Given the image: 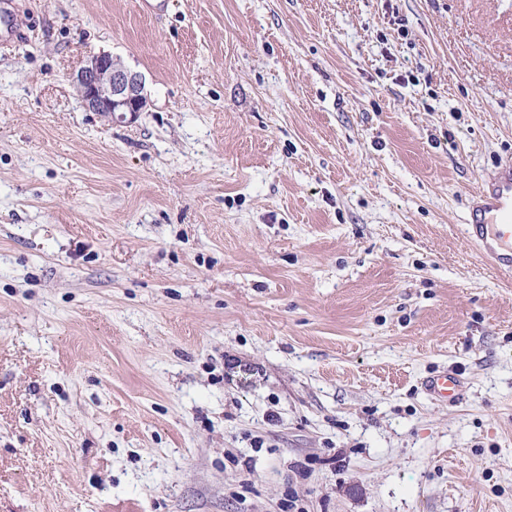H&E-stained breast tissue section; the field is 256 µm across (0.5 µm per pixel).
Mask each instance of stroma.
<instances>
[{"mask_svg": "<svg viewBox=\"0 0 512 512\" xmlns=\"http://www.w3.org/2000/svg\"><path fill=\"white\" fill-rule=\"evenodd\" d=\"M16 3L0 512H512V272L464 231L512 0ZM102 52L134 119L76 92ZM76 88L86 107L93 112L136 117L147 103L145 81L109 53L94 56L76 75ZM427 392L443 402L455 400L462 388V382L456 375H449L448 372L435 375L428 379L425 384Z\"/></svg>", "mask_w": 512, "mask_h": 512, "instance_id": "stroma-1", "label": "stroma"}]
</instances>
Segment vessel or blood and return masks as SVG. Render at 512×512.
Masks as SVG:
<instances>
[{
	"instance_id": "vessel-or-blood-1",
	"label": "vessel or blood",
	"mask_w": 512,
	"mask_h": 512,
	"mask_svg": "<svg viewBox=\"0 0 512 512\" xmlns=\"http://www.w3.org/2000/svg\"><path fill=\"white\" fill-rule=\"evenodd\" d=\"M24 19L0 0V48L18 43ZM467 237L485 262L500 271L512 269V167H503L474 195L466 224ZM427 392L443 402L455 400L462 388L458 376L438 374L427 380Z\"/></svg>"
}]
</instances>
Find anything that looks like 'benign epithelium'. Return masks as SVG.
<instances>
[{
    "instance_id": "1",
    "label": "benign epithelium",
    "mask_w": 512,
    "mask_h": 512,
    "mask_svg": "<svg viewBox=\"0 0 512 512\" xmlns=\"http://www.w3.org/2000/svg\"><path fill=\"white\" fill-rule=\"evenodd\" d=\"M76 88L88 109L105 115L135 117L147 103L143 76L109 53L93 57L78 71Z\"/></svg>"
}]
</instances>
